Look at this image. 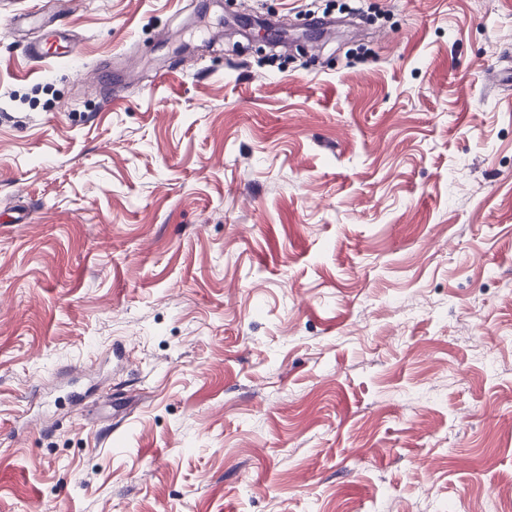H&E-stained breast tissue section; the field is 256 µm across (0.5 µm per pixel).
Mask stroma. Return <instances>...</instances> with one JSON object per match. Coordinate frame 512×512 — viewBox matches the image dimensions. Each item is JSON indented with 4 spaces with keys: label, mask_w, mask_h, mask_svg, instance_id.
<instances>
[{
    "label": "stroma",
    "mask_w": 512,
    "mask_h": 512,
    "mask_svg": "<svg viewBox=\"0 0 512 512\" xmlns=\"http://www.w3.org/2000/svg\"><path fill=\"white\" fill-rule=\"evenodd\" d=\"M34 5L0 17V512H501L512 0ZM249 12L332 20L319 63ZM45 19L79 65L27 60ZM262 19H248L240 21L242 30L258 28L265 41L270 40L274 44L288 43V40H294L288 36V28L283 24L267 25L261 21Z\"/></svg>",
    "instance_id": "1"
}]
</instances>
